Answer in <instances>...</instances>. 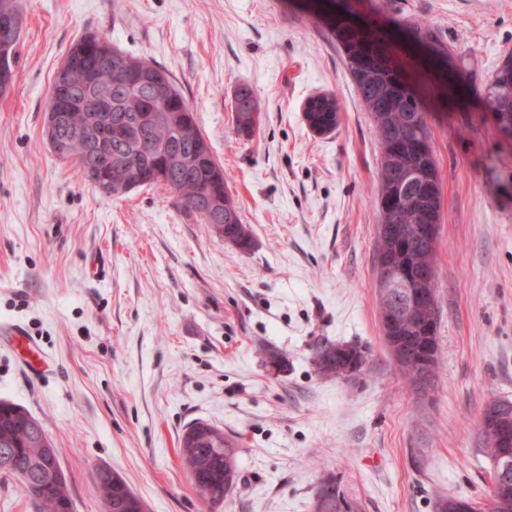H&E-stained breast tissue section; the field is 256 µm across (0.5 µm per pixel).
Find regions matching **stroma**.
<instances>
[{
    "mask_svg": "<svg viewBox=\"0 0 512 512\" xmlns=\"http://www.w3.org/2000/svg\"><path fill=\"white\" fill-rule=\"evenodd\" d=\"M339 0H18L13 91L0 97V325L23 323L51 369L0 339V399L37 417L74 512H101L95 472L120 473L147 512H209L178 457L204 419L241 448L222 512H312L333 475L362 512H434L480 499L491 465L477 421L512 400V138L479 94L512 53V0H349L408 61L429 112L442 188L436 253V390L407 388L378 318L380 149L336 39ZM427 22L463 85L449 89L402 31ZM165 69L194 108L255 247L240 252L142 187L120 199L85 183L42 136L63 56L86 31ZM250 85L262 120L238 136ZM331 94L333 132L303 106ZM105 269L90 278L92 265ZM362 349L342 379L327 344ZM365 364L361 349L349 344H330L321 348L317 354L318 370L329 376L349 378L352 364Z\"/></svg>",
    "mask_w": 512,
    "mask_h": 512,
    "instance_id": "stroma-1",
    "label": "stroma"
}]
</instances>
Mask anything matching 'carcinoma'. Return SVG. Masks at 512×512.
I'll return each instance as SVG.
<instances>
[{
    "instance_id": "obj_1",
    "label": "carcinoma",
    "mask_w": 512,
    "mask_h": 512,
    "mask_svg": "<svg viewBox=\"0 0 512 512\" xmlns=\"http://www.w3.org/2000/svg\"><path fill=\"white\" fill-rule=\"evenodd\" d=\"M407 31L420 40L427 58L445 70L448 67V47L435 35L430 26L420 20L406 23ZM372 33L366 28L351 25L343 17L336 20V39L344 49L346 65L357 88L365 110L369 112L377 132L381 162L375 196L381 213L377 231L376 261L406 269L418 286L428 291V297L415 313L408 312L406 293L396 289L388 294L378 289L379 320L388 351L395 361L405 383L416 388L417 383L434 385L439 368V351L426 354L425 348L437 346V287L436 244L438 235L422 236L418 229L424 224H438L441 220L442 191L435 159L432 133L420 91L404 74L401 62L392 58H376L370 52ZM65 58L95 78L94 86L80 90L89 97L87 104L107 112L112 120L135 127L145 112L155 110L154 91L149 83L161 67L141 57L133 56L116 45L101 32L89 31L67 50ZM112 89V97L100 103L91 96L104 89ZM483 101L494 114V129L501 133L512 130V54L504 57L495 69L486 87ZM160 111L169 113L187 123L188 138L177 141V147L205 154L201 170L187 172L173 169L163 185L175 191L182 208L207 222L194 205L196 197L207 186L221 201L224 226H212L213 231L234 240L242 252L251 251L254 240L251 229L242 223L239 206L228 192L224 179L211 184L209 164L215 162L211 144L202 133L195 112L183 92L172 85ZM234 120L240 135L250 137L259 125L261 112L251 88H239L234 100ZM308 127L321 128V133L334 131L340 121L335 97L315 105ZM66 136L65 149L57 158L74 162L89 185H94L93 171L101 157L88 155L82 140ZM112 154L124 155L140 168L160 163V158L141 152L138 138L112 139ZM365 364L361 349L349 344H330L317 354L318 370L338 378L350 377L351 366ZM482 452L494 459L497 454V427L478 421ZM52 445L42 424L28 409L0 400V478L19 480L23 484L37 512H60L58 503L72 500L66 474L50 472L53 459L41 452ZM179 456L192 484L203 501L217 507L231 496L240 479L239 448L224 430L214 426L192 440L183 435L179 439ZM103 512H137L140 498L125 479L114 473L110 481L96 482ZM330 493V504L313 501V512H360V504L347 497L336 479L322 477L317 493Z\"/></svg>"
}]
</instances>
